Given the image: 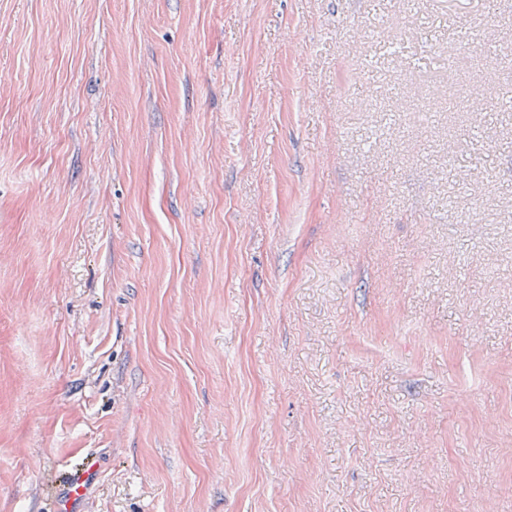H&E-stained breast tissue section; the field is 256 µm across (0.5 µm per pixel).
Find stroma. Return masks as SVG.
I'll use <instances>...</instances> for the list:
<instances>
[{
	"mask_svg": "<svg viewBox=\"0 0 512 512\" xmlns=\"http://www.w3.org/2000/svg\"><path fill=\"white\" fill-rule=\"evenodd\" d=\"M467 36L512 0H0V512L77 453L73 512H512Z\"/></svg>",
	"mask_w": 512,
	"mask_h": 512,
	"instance_id": "stroma-1",
	"label": "stroma"
}]
</instances>
